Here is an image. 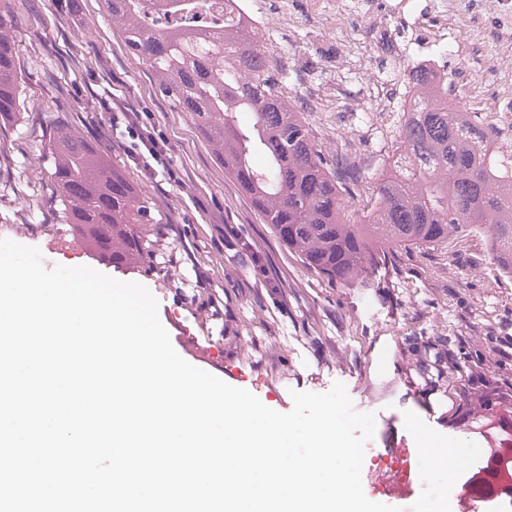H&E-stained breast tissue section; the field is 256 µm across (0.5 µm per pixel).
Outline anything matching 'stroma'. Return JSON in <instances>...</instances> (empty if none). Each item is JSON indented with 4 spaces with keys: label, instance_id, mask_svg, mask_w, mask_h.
<instances>
[{
    "label": "stroma",
    "instance_id": "1",
    "mask_svg": "<svg viewBox=\"0 0 512 512\" xmlns=\"http://www.w3.org/2000/svg\"><path fill=\"white\" fill-rule=\"evenodd\" d=\"M344 2L351 21L337 32L309 14L305 0H292L297 26L273 27L263 37L275 58H287L273 75L303 112L318 149L348 170L346 201L359 212L396 147L398 87L415 46L404 19L393 16L383 24L381 48L339 57L338 45L357 40L370 0ZM81 3L74 23L62 25L70 0H33L15 31L26 87L41 108L0 139V239L38 248L49 269L84 265L144 285L164 327H188L203 344L222 340L249 391L271 409L290 411L291 392L324 393L344 383L355 410L375 417L361 472L366 497L411 512L413 499L373 488L381 435L411 416L438 442L463 448L475 439L467 428L472 415L512 403V356L492 348L493 338L512 336V281L498 277L478 237L448 248H398L377 273L375 307L366 310L355 289L327 282L279 244L225 179L211 148L154 94L152 75L125 54L103 0ZM88 24L95 38L72 42L75 28ZM108 81L159 118L176 170L192 181L190 196L164 191L113 154L145 182L162 215L148 227L153 261L146 269L117 268L85 249L62 224L49 179L47 129L64 123L100 137L110 115L94 93ZM375 91L387 96L386 112H374ZM243 240L261 251L265 275L254 276L238 259ZM384 353L388 363L377 367Z\"/></svg>",
    "mask_w": 512,
    "mask_h": 512
}]
</instances>
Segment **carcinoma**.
<instances>
[{
  "label": "carcinoma",
  "mask_w": 512,
  "mask_h": 512,
  "mask_svg": "<svg viewBox=\"0 0 512 512\" xmlns=\"http://www.w3.org/2000/svg\"><path fill=\"white\" fill-rule=\"evenodd\" d=\"M129 57L156 78L159 95L213 147L224 177L261 223L331 283L357 289L370 305L375 269L394 248L448 245L482 236L499 277L512 279V154L489 153L491 132L450 112L424 88L398 132L393 164L370 209L354 217L339 166L329 163L299 112L273 79L260 31L224 0H104ZM23 4L0 5V133L35 109L9 35ZM248 112L246 123L238 113ZM50 179L61 223L115 267L149 258L145 226L157 206L97 140L56 124L48 132Z\"/></svg>",
  "instance_id": "cac0c4a2"
}]
</instances>
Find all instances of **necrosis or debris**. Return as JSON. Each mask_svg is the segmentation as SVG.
I'll return each mask as SVG.
<instances>
[{
  "mask_svg": "<svg viewBox=\"0 0 512 512\" xmlns=\"http://www.w3.org/2000/svg\"><path fill=\"white\" fill-rule=\"evenodd\" d=\"M485 27L496 46L493 55L468 47L470 60L465 69L463 89L448 83L442 48L457 44V31L464 27ZM418 51L412 67L432 78L442 101L453 111L491 128L499 152H512V0H482L476 15H460L456 0H439L436 11L415 35Z\"/></svg>",
  "mask_w": 512,
  "mask_h": 512,
  "instance_id": "4bbe7bcc",
  "label": "necrosis or debris"
}]
</instances>
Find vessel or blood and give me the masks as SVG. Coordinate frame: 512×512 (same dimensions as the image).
<instances>
[{"label":"vessel or blood","mask_w":512,"mask_h":512,"mask_svg":"<svg viewBox=\"0 0 512 512\" xmlns=\"http://www.w3.org/2000/svg\"><path fill=\"white\" fill-rule=\"evenodd\" d=\"M178 354L190 364L205 370L222 380L230 375L224 366V360L218 354L219 342L201 345L197 337L184 335L178 337ZM484 441L471 448L469 459L476 466L469 478L454 485L448 499L449 512H455L459 503L470 506V512H481L489 503L508 501L512 503V404L490 406L481 418ZM403 436L394 431H385L382 455L389 462L387 470L380 476L382 489L398 494L412 486L413 463H428L425 443L426 430L413 421L403 423Z\"/></svg>","instance_id":"obj_1"}]
</instances>
